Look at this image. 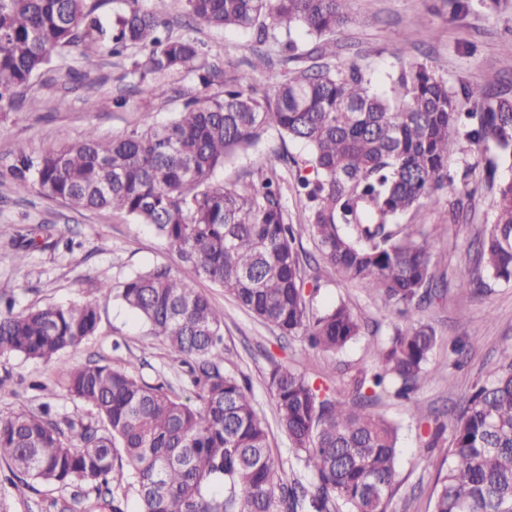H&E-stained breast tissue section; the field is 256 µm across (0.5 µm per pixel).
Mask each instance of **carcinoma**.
<instances>
[{
  "label": "carcinoma",
  "mask_w": 512,
  "mask_h": 512,
  "mask_svg": "<svg viewBox=\"0 0 512 512\" xmlns=\"http://www.w3.org/2000/svg\"><path fill=\"white\" fill-rule=\"evenodd\" d=\"M104 29L96 0H0V112H22L23 90L61 47L122 56L142 50L141 77L193 72L207 92L187 99L173 120L111 139L94 130L37 157L20 146L8 171L15 191L34 190L76 211L110 209L147 224L175 250L183 274L165 266L127 278L118 297L188 367L195 401L146 383L129 367L89 361L70 371L66 391L95 419H60L47 403L0 417V459L10 484L35 481L71 492L79 512H388L396 477L398 427L370 411L384 395L423 414L418 383L438 345L422 319L393 327L376 348V368L346 385L348 397L274 363L266 386L294 459L310 473L288 478L275 461L268 424L243 373L224 371V314L197 288L203 279L281 337H300L330 358L369 325L344 300L317 309L321 265L406 315L431 306L447 289L421 224L398 219L439 202L451 156L467 143L482 150L495 189L492 222L473 242L475 268L461 290L484 278L512 282V180H497L512 161V98L447 81L423 64L400 68L373 92L351 63H313L268 75L261 94L248 73L213 85L212 70L191 38L165 34L166 20L123 0ZM193 23L272 38L287 62L300 64L293 32L314 38L316 58L335 54L326 36L349 22L350 0H187ZM473 106L461 112L457 98ZM275 127L309 151L313 178L297 182L306 223L285 215L276 162L267 159L240 186L214 180L238 152ZM315 252L301 245L303 236ZM95 302L16 313L0 307V355L48 361L80 346L98 329ZM450 430L448 465L435 485L432 512H512V353L460 412L427 431L438 445Z\"/></svg>",
  "instance_id": "1"
}]
</instances>
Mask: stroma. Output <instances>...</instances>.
Listing matches in <instances>:
<instances>
[{
  "label": "stroma",
  "instance_id": "35a3bbf8",
  "mask_svg": "<svg viewBox=\"0 0 512 512\" xmlns=\"http://www.w3.org/2000/svg\"><path fill=\"white\" fill-rule=\"evenodd\" d=\"M140 5L166 16L173 36L194 39L221 77L246 70L255 43L248 33L190 24L186 0H140ZM467 5L466 11L454 16L448 0H352L350 22L332 36L336 55L330 64L357 61L378 91L387 89L389 75L400 66L417 62L443 77L452 90L466 80L512 92V72L505 68L512 59V0H467ZM140 57L136 50L124 58L112 57L104 48L88 55L76 47L60 50L54 71L37 77L28 88L26 111L0 114V162L17 146L38 155L91 128L112 138L150 123L168 122L185 99L202 93L197 74L173 72L158 81L166 95L155 96L156 81L140 79L134 71ZM71 70L84 74V82L69 81ZM274 154L284 157L277 174L288 221L302 223L305 202L294 187L299 177L310 173L305 166L308 150L277 129L265 131L257 145L234 157L218 178L228 186L240 184ZM477 156L476 150L462 146L449 166L453 174L468 165L473 168L468 188L456 192L464 204L460 220H452L444 200L423 205L405 218L406 223L423 225L432 236L434 258L448 288L445 298L421 314L440 337L417 392L430 418L458 411L462 398L495 369L502 352L512 350V283L492 281L481 293L458 290L461 273L475 265L468 244L493 218L494 192L482 169L474 165ZM38 224L56 225L71 239V247L15 249V235ZM161 265L175 269L179 263L150 226L109 210L76 213L34 193L20 198L0 180V298L13 299L19 311L91 300L100 312L95 336L49 361L0 356V378H8L16 392L0 401V416L48 403L61 417H91V409L62 386L74 367L91 359L131 366L146 382L164 384L181 399L193 398L183 367L116 295L130 275ZM103 283L109 285V292L100 291ZM196 286L223 310L224 367L250 377L256 407L269 425L273 453L281 468L290 469L293 453L275 422L265 385L272 363L317 379L332 363L336 366L332 384L343 386L357 369L374 366L373 346L389 336L393 315L377 296L324 272L317 306L344 300L375 329L332 361L310 350L300 338H279L238 307L223 288L204 280ZM374 411L399 427L397 485L388 512H431L437 475L448 464V441L424 447V424L408 404L394 397H383Z\"/></svg>",
  "mask_w": 512,
  "mask_h": 512
}]
</instances>
